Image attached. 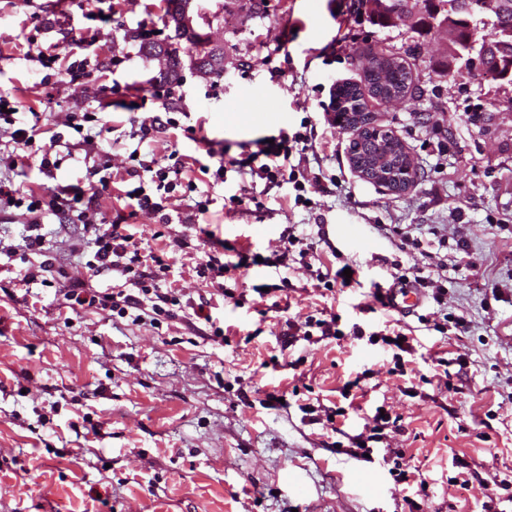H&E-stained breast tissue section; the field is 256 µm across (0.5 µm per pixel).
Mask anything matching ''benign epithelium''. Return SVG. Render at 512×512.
I'll return each instance as SVG.
<instances>
[{
    "instance_id": "1",
    "label": "benign epithelium",
    "mask_w": 512,
    "mask_h": 512,
    "mask_svg": "<svg viewBox=\"0 0 512 512\" xmlns=\"http://www.w3.org/2000/svg\"><path fill=\"white\" fill-rule=\"evenodd\" d=\"M374 14L386 26L404 25L420 27L428 24L437 29L448 47V72L455 69L471 70L492 66L499 72V79L512 86V0H492V15L496 21V34L477 39L472 18L484 8L481 0H432L431 16L419 20L417 14L397 13L391 8V0H373ZM213 23V16L200 8L199 0H182L181 13L175 26L187 36L197 31L200 23ZM396 164L381 170L360 158H351L354 169L363 177L376 183L382 190L402 192L415 181L416 167L405 145L394 138Z\"/></svg>"
}]
</instances>
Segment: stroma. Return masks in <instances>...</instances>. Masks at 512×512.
<instances>
[{
    "label": "stroma",
    "mask_w": 512,
    "mask_h": 512,
    "mask_svg": "<svg viewBox=\"0 0 512 512\" xmlns=\"http://www.w3.org/2000/svg\"><path fill=\"white\" fill-rule=\"evenodd\" d=\"M202 7L220 14L211 33L224 42L223 74L183 67L173 101L131 110L159 77L139 46L141 33L170 35L162 0H0V95L19 110L15 125L0 124V150H12L13 126L37 128L35 146L0 179L47 198L69 184L96 186L90 169L107 161L110 189L92 212L109 223L132 214L140 254L164 251L160 286L178 299L156 322L69 306L72 281L125 287L119 273L88 268L93 233L41 215L53 263L45 287L26 279L40 261L29 248L31 214L0 213V512H512V87L490 74L449 76L437 30L376 25L352 0ZM96 28L99 41L86 42ZM367 49L400 57L413 75L405 103L365 100L414 159L417 180L401 194L353 169L352 134L329 105L340 84L362 82ZM40 53L62 66L97 60V80L78 86L48 74ZM101 84L120 92L100 96ZM71 111L102 113L109 128L76 133L65 125ZM170 117L178 128L166 127ZM188 126L206 143L188 139ZM284 131L308 138L291 158L308 180L307 205L288 184L238 204L251 181L236 161ZM55 134L62 162L45 169L42 149ZM134 151L154 171L183 164V183L197 184L167 194L175 223L131 212L125 165ZM204 190L213 202L201 215ZM199 224L224 239L230 261L272 257L292 224L311 252L287 281L261 262L218 284L197 274ZM404 236L425 251L400 248ZM344 259L361 265L365 286L326 290ZM417 263L442 281L443 302L398 316L376 307L368 281L390 285ZM224 286L245 294L244 307L222 296ZM201 308L212 322L197 317ZM333 313L342 337L284 348L287 322ZM393 318L411 346L399 365L349 334L352 324L380 329ZM216 325L227 345L212 341ZM272 393L285 407L268 408ZM379 408L398 425L360 441ZM357 470L378 490L355 482ZM460 475L468 489L455 486Z\"/></svg>",
    "instance_id": "stroma-1"
}]
</instances>
